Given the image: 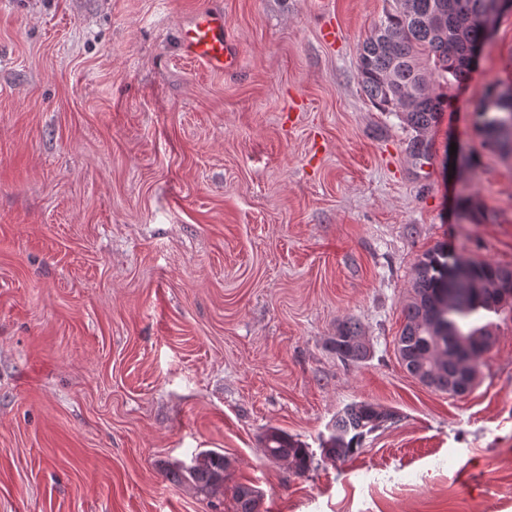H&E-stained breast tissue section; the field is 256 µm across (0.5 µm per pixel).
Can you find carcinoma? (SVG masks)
<instances>
[{"mask_svg":"<svg viewBox=\"0 0 512 512\" xmlns=\"http://www.w3.org/2000/svg\"><path fill=\"white\" fill-rule=\"evenodd\" d=\"M488 0H387L383 17L362 43L358 55V79L363 92L382 112H393L415 132L411 153L427 152L424 139L450 104L443 91L461 83L472 67V54L488 38L481 17ZM475 112L484 145L504 158L512 157V102L496 90L478 102ZM412 295L403 308L405 323L397 339L400 361L407 372L427 369L429 387L454 394L460 365L452 355L447 364L437 363V346L448 351V337L465 336L476 351L488 348L493 335L489 325H463L482 312L512 309V267L486 261L460 265L454 254L436 245L415 262ZM331 349L344 362H362L370 345L358 324L344 322L331 338ZM396 413L379 404L354 403L340 411L322 454L344 460L361 450L364 438L395 420ZM262 444L265 455L290 464L304 474L313 462L309 448L276 428H268ZM227 461L224 454L205 450L191 462L169 469L172 479L188 483L200 493L211 494L224 486ZM234 512H259L261 495L251 483L232 488Z\"/></svg>","mask_w":512,"mask_h":512,"instance_id":"obj_1","label":"carcinoma"}]
</instances>
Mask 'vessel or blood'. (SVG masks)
Returning a JSON list of instances; mask_svg holds the SVG:
<instances>
[{
	"label": "vessel or blood",
	"mask_w": 512,
	"mask_h": 512,
	"mask_svg": "<svg viewBox=\"0 0 512 512\" xmlns=\"http://www.w3.org/2000/svg\"><path fill=\"white\" fill-rule=\"evenodd\" d=\"M180 49L186 57L201 62L211 72L237 68L239 57L222 12L199 9L179 32Z\"/></svg>",
	"instance_id": "vessel-or-blood-1"
}]
</instances>
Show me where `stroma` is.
<instances>
[{
  "mask_svg": "<svg viewBox=\"0 0 512 512\" xmlns=\"http://www.w3.org/2000/svg\"><path fill=\"white\" fill-rule=\"evenodd\" d=\"M205 6L236 72L180 53ZM385 6L0 0V512H234L238 482L260 512H512V312L480 315L462 397L396 349L423 252L512 266V158L474 114L512 84V13L418 159L358 81ZM346 321L363 362L330 348ZM360 401L399 417L323 458ZM270 427L308 444L306 474L265 456ZM209 449L225 492L168 475ZM235 512H259L261 495L252 483H237L232 488Z\"/></svg>",
  "mask_w": 512,
  "mask_h": 512,
  "instance_id": "stroma-1",
  "label": "stroma"
}]
</instances>
